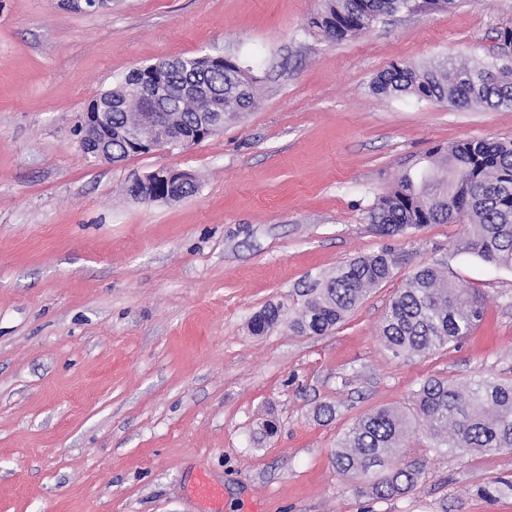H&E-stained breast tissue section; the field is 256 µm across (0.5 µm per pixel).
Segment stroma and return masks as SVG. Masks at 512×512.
<instances>
[{"label": "stroma", "mask_w": 512, "mask_h": 512, "mask_svg": "<svg viewBox=\"0 0 512 512\" xmlns=\"http://www.w3.org/2000/svg\"><path fill=\"white\" fill-rule=\"evenodd\" d=\"M320 0H0V512H512L478 487L512 449L429 448L402 497L357 496L331 453L364 414L408 407L429 378L512 380V267L461 248L460 224L381 235L379 196L459 140H512V107L387 98L391 63L491 62L512 0L401 11L342 41L314 32ZM223 52L258 78L251 111L193 147L94 163L74 128L133 68ZM192 171L170 202L127 194L159 168ZM390 250L394 276L332 332L290 320L308 289ZM485 302L459 345L393 355L379 321L418 267ZM280 308L253 334L252 316ZM333 415L319 414L321 405ZM275 420V436L261 433Z\"/></svg>", "instance_id": "stroma-1"}]
</instances>
